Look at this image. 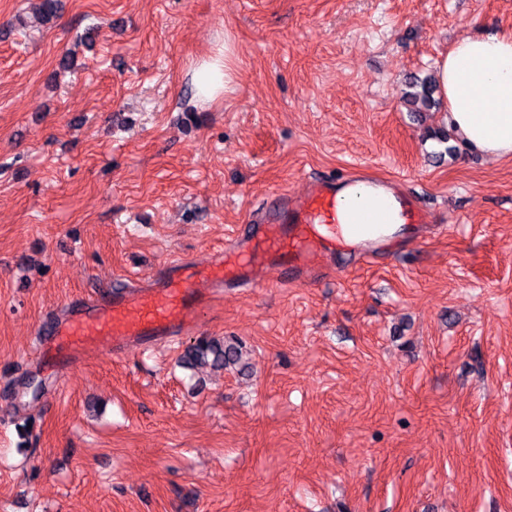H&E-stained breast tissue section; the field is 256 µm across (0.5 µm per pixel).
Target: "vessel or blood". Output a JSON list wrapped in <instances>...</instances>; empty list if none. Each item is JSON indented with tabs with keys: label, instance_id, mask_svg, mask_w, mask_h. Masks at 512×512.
Returning <instances> with one entry per match:
<instances>
[{
	"label": "vessel or blood",
	"instance_id": "obj_1",
	"mask_svg": "<svg viewBox=\"0 0 512 512\" xmlns=\"http://www.w3.org/2000/svg\"><path fill=\"white\" fill-rule=\"evenodd\" d=\"M391 235L383 224H360L341 209L332 180L310 182L305 195L273 196L259 221L203 269L174 262L157 282L121 277L103 297L86 300L41 330L43 353L56 352L80 365L87 347L112 355L149 340L180 336L197 326L201 310L228 288H256L268 269L293 283L321 278L339 257L370 264Z\"/></svg>",
	"mask_w": 512,
	"mask_h": 512
}]
</instances>
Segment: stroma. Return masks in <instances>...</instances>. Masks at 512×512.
Here are the masks:
<instances>
[{
	"label": "stroma",
	"instance_id": "35a3bbf8",
	"mask_svg": "<svg viewBox=\"0 0 512 512\" xmlns=\"http://www.w3.org/2000/svg\"><path fill=\"white\" fill-rule=\"evenodd\" d=\"M62 3L38 29L0 0V512H512V158L438 144L447 107L402 99L457 38L512 31V0ZM226 39L237 92L197 101ZM362 168L443 232L40 360L71 301L206 264L273 194ZM204 336L242 364L181 367Z\"/></svg>",
	"mask_w": 512,
	"mask_h": 512
}]
</instances>
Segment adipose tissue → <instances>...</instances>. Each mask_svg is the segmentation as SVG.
<instances>
[{
    "mask_svg": "<svg viewBox=\"0 0 512 512\" xmlns=\"http://www.w3.org/2000/svg\"><path fill=\"white\" fill-rule=\"evenodd\" d=\"M435 78L448 101V122L461 144L493 159L512 158V31L467 35L438 60ZM197 94L206 101L234 93L236 72L230 44L192 67ZM338 197L366 216L378 206L394 209L390 224L402 223L392 190L357 179L339 185Z\"/></svg>",
    "mask_w": 512,
    "mask_h": 512,
    "instance_id": "1",
    "label": "adipose tissue"
}]
</instances>
